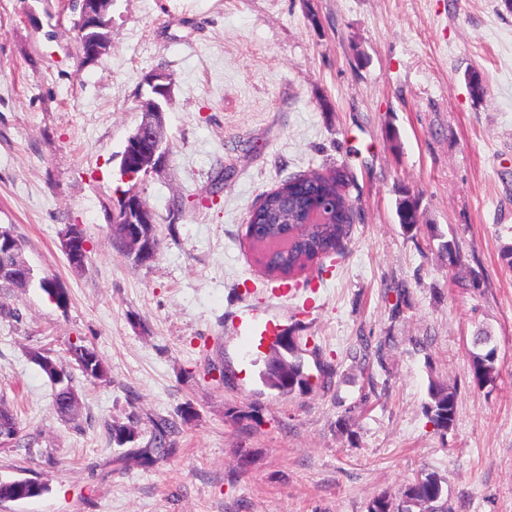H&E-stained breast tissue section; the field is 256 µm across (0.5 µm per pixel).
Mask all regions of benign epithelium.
Masks as SVG:
<instances>
[{
    "instance_id": "7a95c632",
    "label": "benign epithelium",
    "mask_w": 512,
    "mask_h": 512,
    "mask_svg": "<svg viewBox=\"0 0 512 512\" xmlns=\"http://www.w3.org/2000/svg\"><path fill=\"white\" fill-rule=\"evenodd\" d=\"M112 3L113 0H78L79 28L84 32L96 29L93 37L82 41L79 51L82 66L95 63L110 51ZM146 84L148 89L140 94L141 121L127 139L119 168L121 180L132 183V186L122 196L123 208L113 213L111 220L113 224L128 225L126 251L135 258L142 256V227L153 228L155 220L154 210L140 205V193L133 181L158 171L164 163L163 114L172 101L173 80L168 73L156 70L149 75ZM63 249L72 265L78 266L84 261L86 240L68 237L64 239Z\"/></svg>"
}]
</instances>
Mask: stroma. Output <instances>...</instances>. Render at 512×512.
<instances>
[{"mask_svg":"<svg viewBox=\"0 0 512 512\" xmlns=\"http://www.w3.org/2000/svg\"><path fill=\"white\" fill-rule=\"evenodd\" d=\"M76 17L72 0H0V226L68 295L61 307L37 285L0 287V405L32 441L0 444V481L48 485L0 512H368L423 472L453 512H512L504 0H114L111 49L84 68ZM157 69L174 102L166 161L139 184L162 242L141 265L113 247L108 220ZM339 165L358 207L342 255L268 282L245 239L251 210L288 177ZM404 190L411 234L395 213ZM71 224L87 239L81 269L62 250ZM435 230L455 238L456 265ZM250 308L305 341L309 392L263 384L266 350L237 333ZM480 332L498 369L483 386L469 373ZM77 339L107 377L76 375L67 421L30 354L67 365ZM323 361L336 367L326 385ZM435 382L457 390L444 433L425 414ZM185 404L176 453L124 467ZM111 423L134 424L135 442H110ZM397 216L404 231L411 232L419 223L417 201L414 195L406 193L397 202Z\"/></svg>","mask_w":512,"mask_h":512,"instance_id":"obj_1","label":"stroma"}]
</instances>
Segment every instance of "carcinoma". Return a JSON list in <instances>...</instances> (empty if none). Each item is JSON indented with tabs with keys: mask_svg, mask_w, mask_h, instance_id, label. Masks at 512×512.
<instances>
[{
	"mask_svg": "<svg viewBox=\"0 0 512 512\" xmlns=\"http://www.w3.org/2000/svg\"><path fill=\"white\" fill-rule=\"evenodd\" d=\"M350 181L348 170L336 167L325 172L311 170L294 175L279 186L267 192L257 210L250 216L255 222L264 225L262 232L251 233L246 230V238L251 240V249L256 263L264 273L276 280L286 281L288 277L306 269L314 262L317 254L329 258L338 255L343 248V240L350 225L356 218L354 203L344 192ZM336 200V212L325 217L323 224H308L298 228L295 237L288 239V246L281 245L283 234L280 224H298L310 218L317 209V199ZM399 224L406 232H411L419 223L417 201L408 193L397 202ZM34 276L20 269L15 257L0 247V283L19 291L29 288ZM69 354L81 372L95 379H103L106 371L97 352L83 344L70 345ZM31 358L42 371L54 366L47 375L54 387V408L58 415L73 419L79 415L80 400L74 386V376L68 367L53 359L50 355L35 351ZM288 363L291 381L286 385L277 383L269 368L262 371L265 385L276 391L281 397H290L311 389V375L307 372L304 349L299 347L288 351ZM470 371L476 382L485 385L495 380L498 370L495 364L494 350L471 355ZM432 402L426 406L425 413L433 426L440 431H447L453 425L456 416L457 394L449 386H431ZM177 424L173 419L160 418L153 422L151 438L143 448L132 453V459L146 463L155 457H164L175 451ZM22 429L15 415L7 408L0 407V441L21 440ZM110 440L122 445L121 439L133 442L136 432L132 425H109ZM436 478L433 472L423 473L413 483L407 485L402 496L408 495V489L416 490L412 504L406 509L417 508L421 512H451L445 500V489L432 494L423 482Z\"/></svg>",
	"mask_w": 512,
	"mask_h": 512,
	"instance_id": "1",
	"label": "carcinoma"
}]
</instances>
